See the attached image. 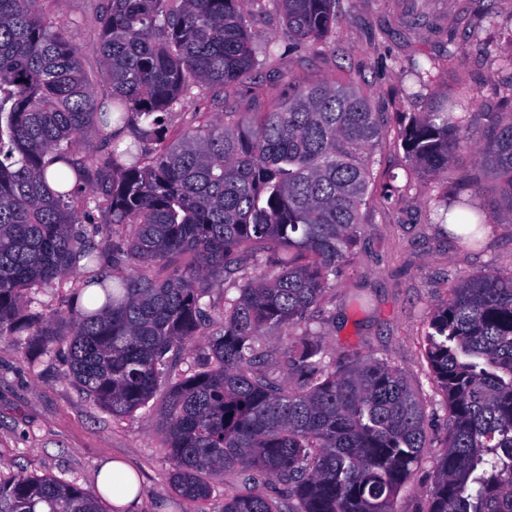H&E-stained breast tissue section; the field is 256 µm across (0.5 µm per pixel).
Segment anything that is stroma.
<instances>
[{
    "label": "stroma",
    "instance_id": "1",
    "mask_svg": "<svg viewBox=\"0 0 512 512\" xmlns=\"http://www.w3.org/2000/svg\"><path fill=\"white\" fill-rule=\"evenodd\" d=\"M346 20L326 40L294 51L288 30L274 13L248 19L257 65L227 92L234 112H267L294 88L350 83L370 97L387 135L374 153L373 193L363 212L356 259L329 293V317L320 341L337 365L375 357L402 368L423 401L434 443L399 493L396 512H424L434 483L447 414L428 373L423 336L432 308L458 279L473 271L512 269V224H493L477 248L462 246L429 216L435 182L409 178L397 141L403 113L423 111L435 88L420 83L417 66L456 58L446 88L480 87L497 67L501 40L493 21L512 14V0H343ZM40 10L58 27L92 44L98 32L99 0H40ZM275 41V56L264 53ZM364 298L350 304L351 294ZM159 400L133 416L115 419L79 391L62 360L0 341V469L24 468L92 490L100 466L123 460L137 470L144 512H193L173 489L171 467L157 428Z\"/></svg>",
    "mask_w": 512,
    "mask_h": 512
}]
</instances>
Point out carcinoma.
<instances>
[{"instance_id": "cac0c4a2", "label": "carcinoma", "mask_w": 512, "mask_h": 512, "mask_svg": "<svg viewBox=\"0 0 512 512\" xmlns=\"http://www.w3.org/2000/svg\"><path fill=\"white\" fill-rule=\"evenodd\" d=\"M38 2L0 0V341L63 353L115 419L164 391L171 484L197 512L228 468L242 482L223 512H394L431 447L423 403L387 361L336 368L314 327L371 201L383 128L368 95L303 87L269 112L193 114L167 141L193 89L221 106L253 70L247 16L278 14L307 50L342 23L340 0H106L92 49L107 98L82 70L87 46ZM500 33L509 51L484 79L492 98L437 93L398 133L412 173L452 183L430 210L466 245L512 224V22ZM467 155L488 181L463 167ZM78 269L59 298L65 324L44 321L36 294ZM214 322L202 367L173 373L172 352ZM270 327L287 342L264 350ZM424 342L448 414L426 512H512V269L462 275ZM0 512L103 509L73 482L0 474Z\"/></svg>"}]
</instances>
